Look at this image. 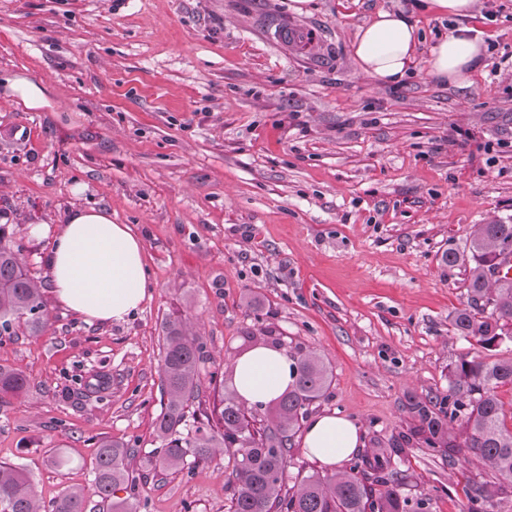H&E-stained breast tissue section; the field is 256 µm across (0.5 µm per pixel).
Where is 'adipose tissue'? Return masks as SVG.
I'll list each match as a JSON object with an SVG mask.
<instances>
[{
	"instance_id": "obj_1",
	"label": "adipose tissue",
	"mask_w": 512,
	"mask_h": 512,
	"mask_svg": "<svg viewBox=\"0 0 512 512\" xmlns=\"http://www.w3.org/2000/svg\"><path fill=\"white\" fill-rule=\"evenodd\" d=\"M421 40L403 11L382 9L361 25L352 42L361 72L380 84L402 80L414 66ZM481 34L454 28L429 48L425 72L451 87L470 85L474 63L484 53ZM56 300L88 320L119 322L146 297L143 249L124 224L104 210L72 208L53 235L47 256ZM291 382L290 362L278 347L257 345L231 363V384L246 406L268 404ZM362 444L359 426L333 414L312 418L302 446L327 469H334Z\"/></svg>"
}]
</instances>
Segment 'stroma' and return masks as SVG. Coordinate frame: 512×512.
<instances>
[{
	"label": "stroma",
	"instance_id": "stroma-1",
	"mask_svg": "<svg viewBox=\"0 0 512 512\" xmlns=\"http://www.w3.org/2000/svg\"><path fill=\"white\" fill-rule=\"evenodd\" d=\"M408 11L423 47L448 18L414 0H0V77L46 87L50 107L0 97V225L44 293L49 323L0 334V365L27 389L0 400V463L42 501L90 487L97 443L135 445L145 512H232L230 452L156 468L162 325L187 318L206 372L260 343L316 352L332 373L309 416L360 425L361 455L395 449L403 494L467 512L493 472L430 451L413 400L448 392L456 363L506 354L459 335L468 267L443 263L476 225L512 222V71L476 64L471 85L422 69L397 85L360 75L359 26ZM321 39L279 44L273 23ZM103 208L142 243L150 286L122 322L57 304L45 257L73 207ZM112 377L105 398L86 395ZM74 463L56 467L55 456Z\"/></svg>",
	"mask_w": 512,
	"mask_h": 512
}]
</instances>
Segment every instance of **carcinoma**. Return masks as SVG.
Listing matches in <instances>:
<instances>
[{
	"label": "carcinoma",
	"instance_id": "1",
	"mask_svg": "<svg viewBox=\"0 0 512 512\" xmlns=\"http://www.w3.org/2000/svg\"><path fill=\"white\" fill-rule=\"evenodd\" d=\"M512 255V224H481L460 255L448 251L443 262L469 266L468 307L455 312L452 323L460 335L483 347L512 343V279L492 278L498 260ZM36 333L47 325V306L41 285L22 267L18 250L0 227V331L20 320ZM205 344L181 318L163 326L160 380L166 404L155 423L161 447L156 465L164 470L184 468L187 458L204 461L218 448L233 450L229 476L232 512H426L423 498L401 493L402 478L392 468L397 452L382 451L368 460L330 476L310 475L297 489L283 493L288 445L306 418L310 403L322 397L331 371L315 353L302 350L291 356L292 382L288 390L263 409H247L233 396L221 399L214 417L182 432L187 426L185 406L201 387ZM512 385V356L495 360H463L449 370L448 395L439 403L415 401L410 410L420 422L424 443L433 452L467 449L469 456L512 482V428L505 426L497 389ZM26 377L0 365V395H19ZM137 449L129 442L106 440L94 461L92 490L107 512H137V481L127 462ZM124 490L127 497L116 492ZM498 489L476 483L468 512H487ZM88 492L80 487L63 491L49 512H86ZM0 512H42L33 481L24 469L0 464Z\"/></svg>",
	"mask_w": 512,
	"mask_h": 512
}]
</instances>
